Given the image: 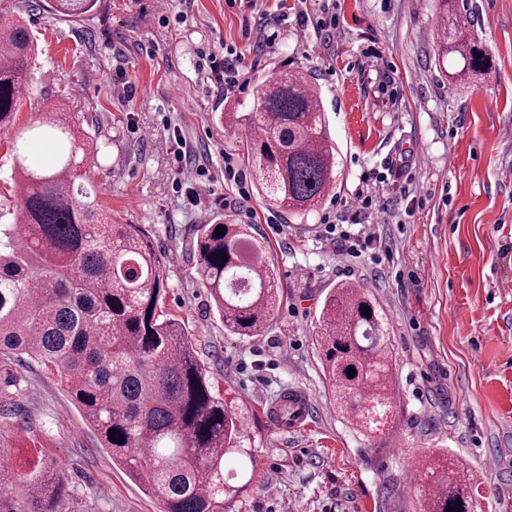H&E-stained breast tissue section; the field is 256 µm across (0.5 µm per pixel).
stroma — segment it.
Masks as SVG:
<instances>
[{
    "instance_id": "35a3bbf8",
    "label": "stroma",
    "mask_w": 512,
    "mask_h": 512,
    "mask_svg": "<svg viewBox=\"0 0 512 512\" xmlns=\"http://www.w3.org/2000/svg\"><path fill=\"white\" fill-rule=\"evenodd\" d=\"M279 17L272 46L242 29L253 9L224 0H101L70 23L28 0H0L33 17L40 54L13 125L0 127V219L19 200L10 178L18 128L61 101L72 126L112 138L91 169L116 224L144 227L168 269L166 309L185 326L221 389L251 416L255 481L225 512H418L409 463L445 452L473 473L482 512H512V0H456L492 67L457 85L436 67V0H256ZM336 16L331 39L305 32L300 15ZM244 58V89L230 93L202 54ZM300 71L321 96L338 151L335 192L315 210H271L251 190L253 216L228 207L236 188L224 157L246 167L245 132L220 113L250 103L273 72ZM194 149L209 194L191 206L174 189L177 138ZM384 177L387 219L344 211L338 230L368 241L360 257L337 253L322 217L351 198L361 178ZM251 223L269 245L280 302L258 335L227 331L198 282L201 224ZM366 288L383 307L392 352L394 407L384 427L353 424L333 402L315 343L326 295ZM313 406L301 431L265 418L289 390ZM65 475L58 512H158L156 501L114 466L56 372L0 358V512H26L17 466L35 452Z\"/></svg>"
}]
</instances>
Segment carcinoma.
<instances>
[{
	"label": "carcinoma",
	"mask_w": 512,
	"mask_h": 512,
	"mask_svg": "<svg viewBox=\"0 0 512 512\" xmlns=\"http://www.w3.org/2000/svg\"><path fill=\"white\" fill-rule=\"evenodd\" d=\"M34 7L79 21L100 0H35ZM466 32L454 9L437 45L438 65L450 56L462 61L449 74L460 81L490 64ZM36 53L31 26L0 25V126L14 122ZM220 118L231 129L246 126L247 160L271 209L298 216L336 187V149L318 92L302 74H273L253 91L248 112ZM39 138L53 142L56 161L29 154L28 142ZM99 139L72 128L53 105L18 132L12 180L21 206L13 223L0 224V354H24L57 372L101 447L159 501L160 512H224L253 481L248 409L220 392L182 323L164 310L168 273L145 230L112 223L98 203L87 172ZM216 227L197 226L198 280L226 329L255 336L279 302L266 244L250 224H227L223 236ZM321 327L338 408L380 431L393 399L382 310L363 288L341 283L325 298ZM228 456L240 462L229 478ZM56 470L50 460L32 465L30 512H57L65 485ZM420 473L423 512H474L470 475L450 455L428 456Z\"/></svg>",
	"instance_id": "obj_1"
}]
</instances>
